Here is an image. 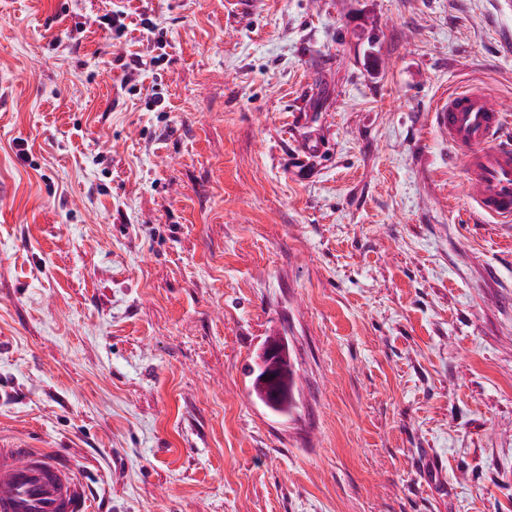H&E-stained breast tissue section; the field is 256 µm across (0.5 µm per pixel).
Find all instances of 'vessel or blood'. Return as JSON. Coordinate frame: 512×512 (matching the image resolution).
<instances>
[{
	"mask_svg": "<svg viewBox=\"0 0 512 512\" xmlns=\"http://www.w3.org/2000/svg\"><path fill=\"white\" fill-rule=\"evenodd\" d=\"M438 131L461 152L478 215L512 223V119L483 91L458 89L433 108ZM0 512H91L73 462L21 442L0 446Z\"/></svg>",
	"mask_w": 512,
	"mask_h": 512,
	"instance_id": "b4317fda",
	"label": "vessel or blood"
}]
</instances>
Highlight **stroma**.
Listing matches in <instances>:
<instances>
[{
    "label": "stroma",
    "instance_id": "1",
    "mask_svg": "<svg viewBox=\"0 0 512 512\" xmlns=\"http://www.w3.org/2000/svg\"><path fill=\"white\" fill-rule=\"evenodd\" d=\"M119 6L167 40L132 91ZM463 87L512 110V0H0V435L93 512H512V224L432 114ZM257 388L260 396L267 403L280 401L287 396L288 352L284 343L278 339H270L263 348L259 361Z\"/></svg>",
    "mask_w": 512,
    "mask_h": 512
}]
</instances>
